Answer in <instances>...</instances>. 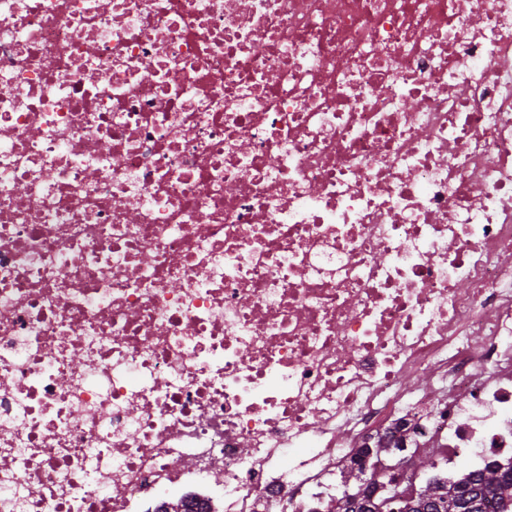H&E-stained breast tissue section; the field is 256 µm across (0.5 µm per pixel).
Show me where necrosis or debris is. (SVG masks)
<instances>
[{
    "label": "necrosis or debris",
    "instance_id": "1",
    "mask_svg": "<svg viewBox=\"0 0 512 512\" xmlns=\"http://www.w3.org/2000/svg\"><path fill=\"white\" fill-rule=\"evenodd\" d=\"M391 434L512 462V0H0V512H329Z\"/></svg>",
    "mask_w": 512,
    "mask_h": 512
}]
</instances>
